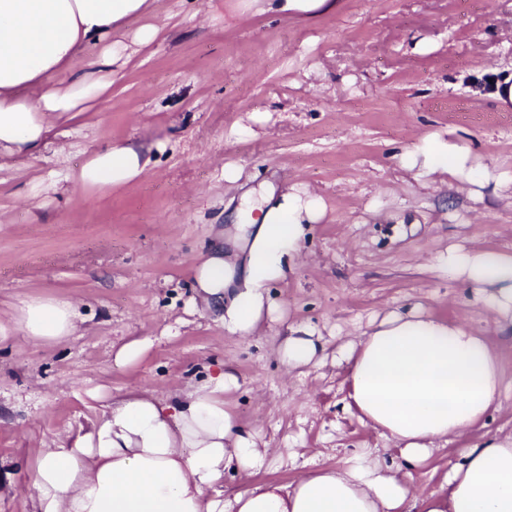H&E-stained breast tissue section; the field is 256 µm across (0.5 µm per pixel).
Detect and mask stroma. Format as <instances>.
<instances>
[{
    "label": "stroma",
    "instance_id": "obj_1",
    "mask_svg": "<svg viewBox=\"0 0 512 512\" xmlns=\"http://www.w3.org/2000/svg\"><path fill=\"white\" fill-rule=\"evenodd\" d=\"M144 26L156 38L113 67L86 112L59 121L63 154L0 167V470L13 474L0 512H28L40 448L78 433L113 395L165 396L229 367L239 386L227 401L276 451L260 480L289 484L360 448L396 459L347 408L343 367L290 372L277 355L289 326H309L333 350L395 309L471 325L503 371L497 407L409 483L433 489L464 449L511 434L512 331L437 259L452 244L511 253L512 187L476 202L447 175L415 179L398 156L452 132L512 171V111L489 86L512 73V0H337L293 17L264 12L262 0H154L115 37L131 42ZM155 141L166 150L132 183L69 179L109 144ZM288 182L322 196L326 214L269 289L279 320L243 339L191 309L192 269L243 193ZM33 296L74 299L80 331L60 343L25 336L13 320ZM134 339L143 356L117 362Z\"/></svg>",
    "mask_w": 512,
    "mask_h": 512
}]
</instances>
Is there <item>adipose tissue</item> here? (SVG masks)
I'll return each instance as SVG.
<instances>
[{"mask_svg":"<svg viewBox=\"0 0 512 512\" xmlns=\"http://www.w3.org/2000/svg\"><path fill=\"white\" fill-rule=\"evenodd\" d=\"M151 3L0 0V160L38 157L58 118L81 112L107 90L118 59L113 31L148 13ZM91 49L93 69L73 73V61ZM149 163L133 145L112 144L93 153L75 180L85 187L126 184ZM399 164L418 179L447 174L449 184L471 196L512 180L511 173L491 170L465 140L437 134L421 137ZM325 212L320 196L294 184L279 198L240 209L236 237H216L193 269L202 307L229 332L254 334L275 311L268 285L293 270L309 225ZM438 262L480 288L486 309L512 325V255L452 246ZM15 322L34 340L59 342L78 331L81 319L72 301L32 297ZM278 355L292 371L322 360L325 347L311 329L296 325ZM336 360L346 370L348 408L395 444L400 463L386 464L365 448L290 484L253 483L270 451L258 447L225 401L239 385L225 370L163 398L128 391L78 433L41 449L29 512H512V434L465 449L434 490L415 491L402 472L468 432L497 401L502 373L485 336L419 310L393 311L340 346ZM228 472L245 481L229 501L219 488Z\"/></svg>","mask_w":512,"mask_h":512,"instance_id":"adipose-tissue-1","label":"adipose tissue"}]
</instances>
